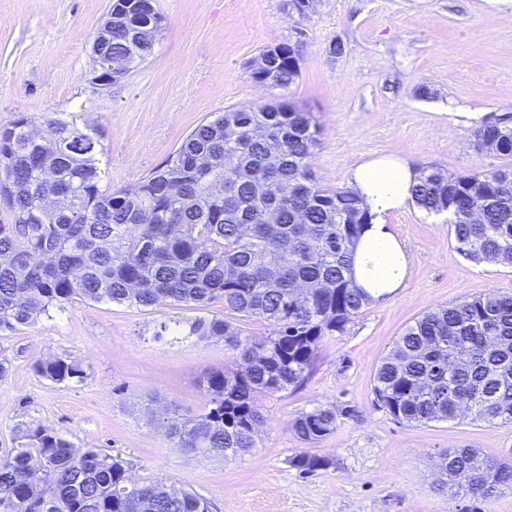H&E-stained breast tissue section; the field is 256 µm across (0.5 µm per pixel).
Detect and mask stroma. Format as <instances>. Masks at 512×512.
<instances>
[{
    "label": "stroma",
    "instance_id": "obj_1",
    "mask_svg": "<svg viewBox=\"0 0 512 512\" xmlns=\"http://www.w3.org/2000/svg\"><path fill=\"white\" fill-rule=\"evenodd\" d=\"M112 3L0 0V126L22 113H80L103 132L113 186L146 176L212 113L270 99L312 113L321 133L311 166L330 189L347 187L350 169L372 154L447 173L503 164L471 144L483 121L512 113V14L495 13L486 0H317L305 18L288 0H157L163 23L151 55L103 90L91 81L92 44ZM336 42L342 54H332ZM279 43L297 47L299 76L285 89L259 88L250 67ZM388 224L412 255L405 287L326 337L303 387L260 398L252 453L200 457L162 426L200 412L202 376L235 368L236 359L220 339L156 334L164 323L224 317L222 301L147 311L76 301L0 332V358L9 361L0 377V457L20 446L14 427L26 422L66 434L78 450L123 458L139 480L195 492L212 512H458L462 500L434 489L440 453L476 448L505 457L512 423L397 422L375 404L374 374L424 313L512 293V267L465 259L445 217L416 206ZM59 355L86 366L81 384L34 374L35 360ZM319 403L344 415L311 448L329 466L303 475L289 460L309 448L289 424Z\"/></svg>",
    "mask_w": 512,
    "mask_h": 512
}]
</instances>
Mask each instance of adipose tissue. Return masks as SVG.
Masks as SVG:
<instances>
[{"instance_id": "ef3b65f1", "label": "adipose tissue", "mask_w": 512, "mask_h": 512, "mask_svg": "<svg viewBox=\"0 0 512 512\" xmlns=\"http://www.w3.org/2000/svg\"><path fill=\"white\" fill-rule=\"evenodd\" d=\"M416 178L413 167L391 153L368 157L349 173L350 188L372 215L358 240L353 262L354 283L372 300H384L406 284L410 259L386 217L412 202Z\"/></svg>"}]
</instances>
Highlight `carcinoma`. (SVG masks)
Listing matches in <instances>:
<instances>
[{
  "label": "carcinoma",
  "instance_id": "1",
  "mask_svg": "<svg viewBox=\"0 0 512 512\" xmlns=\"http://www.w3.org/2000/svg\"><path fill=\"white\" fill-rule=\"evenodd\" d=\"M113 25L95 67L142 63L162 27L157 5ZM299 76L289 55L266 70L285 88ZM319 127L308 112L271 102L218 112L196 126L173 156L136 183H105L100 131L77 119L20 115L0 126V332L30 327L75 300L151 310L224 301V319L197 318L187 335L224 339L234 371L208 372L198 414L164 422L180 448L203 456H243L256 448L259 397L303 386L325 337L369 303L353 285L354 248L371 218L347 188L316 180L310 159ZM89 141L94 147L83 146ZM477 151L508 163L448 178L421 171L412 193L428 214H448L456 248L468 260L512 266V116L472 132ZM272 326L260 341L241 339L237 322ZM34 373L80 383L81 362L55 356ZM376 404L396 421L427 424L468 417L512 423V294L491 292L433 309L408 325L374 375ZM339 412L318 405L297 415L294 435L313 446L332 435ZM28 447L0 458V512H211L197 493L163 480L141 484L127 463L102 449L79 452L63 435L21 423ZM302 474L329 464L300 453ZM437 490L472 501L512 491V455L476 448L441 454Z\"/></svg>",
  "mask_w": 512,
  "mask_h": 512
}]
</instances>
